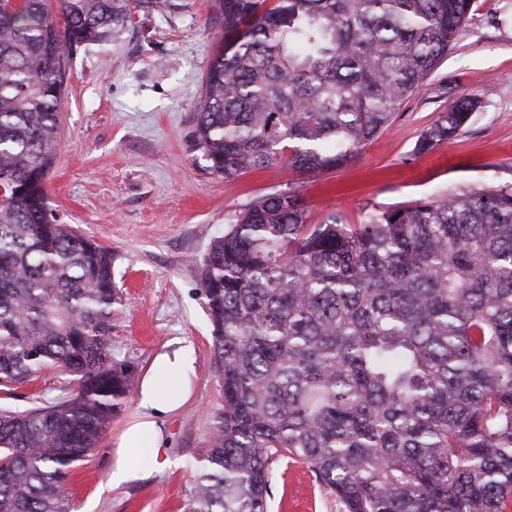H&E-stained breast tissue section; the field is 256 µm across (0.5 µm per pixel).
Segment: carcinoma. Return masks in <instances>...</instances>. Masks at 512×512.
<instances>
[{
    "label": "carcinoma",
    "instance_id": "carcinoma-1",
    "mask_svg": "<svg viewBox=\"0 0 512 512\" xmlns=\"http://www.w3.org/2000/svg\"><path fill=\"white\" fill-rule=\"evenodd\" d=\"M213 0L221 46L194 139L226 178L339 167L448 57L473 0ZM169 0H0V512H73L71 477L129 395L112 362V252L48 207L64 70ZM463 96L421 134L449 140ZM223 391L190 512H267L304 461L344 512H512V182L455 186L361 224L308 223L293 187L246 204L199 276ZM70 378L60 369L47 370L36 381L16 389L14 396L6 397L0 393V405H12L22 409L29 406L32 399L52 401L60 394L59 387L67 384Z\"/></svg>",
    "mask_w": 512,
    "mask_h": 512
}]
</instances>
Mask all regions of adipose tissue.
I'll list each match as a JSON object with an SVG mask.
<instances>
[{
	"mask_svg": "<svg viewBox=\"0 0 512 512\" xmlns=\"http://www.w3.org/2000/svg\"><path fill=\"white\" fill-rule=\"evenodd\" d=\"M193 370L190 352L184 346L156 358L150 375L142 381L138 391L139 419L126 429L117 442L109 475L111 486L118 487L138 479V471L131 463L133 457L146 455L156 467L167 466L158 420L176 410L181 397L176 393H167L166 385L170 379L188 376Z\"/></svg>",
	"mask_w": 512,
	"mask_h": 512,
	"instance_id": "1",
	"label": "adipose tissue"
}]
</instances>
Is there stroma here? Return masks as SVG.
I'll return each instance as SVG.
<instances>
[{
  "mask_svg": "<svg viewBox=\"0 0 512 512\" xmlns=\"http://www.w3.org/2000/svg\"><path fill=\"white\" fill-rule=\"evenodd\" d=\"M137 15L111 42L79 50L66 73L60 144L46 185L61 222L109 248L122 304L112 357L144 376L154 358L190 346L189 397L160 423L170 463L109 487L112 444L135 419L129 395L73 474L75 512H188L199 458L222 389L198 274L210 241L251 200L296 187L308 221L341 214L362 223L376 209L438 196L453 185L512 181V0H475L469 22L439 68L395 111L390 125L336 169L302 173L273 166L224 178L195 145V104L221 29L210 0H172ZM480 106L453 139L419 154L421 133L462 96ZM69 377L45 371L0 405L53 400ZM268 512H342L335 494L301 461L270 466Z\"/></svg>",
  "mask_w": 512,
  "mask_h": 512,
  "instance_id": "obj_1",
  "label": "stroma"
}]
</instances>
